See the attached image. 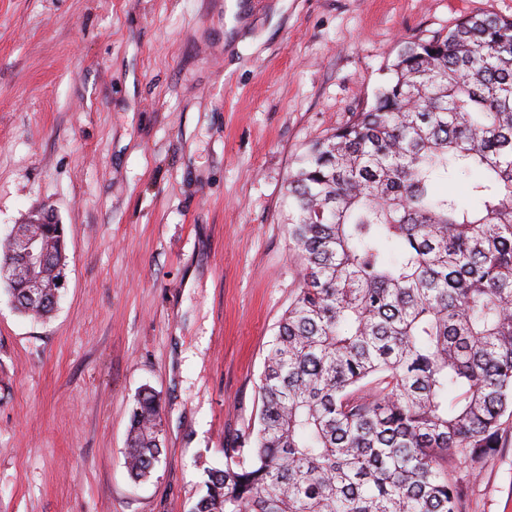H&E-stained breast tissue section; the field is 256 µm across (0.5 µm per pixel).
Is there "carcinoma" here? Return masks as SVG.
Masks as SVG:
<instances>
[{
    "label": "carcinoma",
    "mask_w": 512,
    "mask_h": 512,
    "mask_svg": "<svg viewBox=\"0 0 512 512\" xmlns=\"http://www.w3.org/2000/svg\"><path fill=\"white\" fill-rule=\"evenodd\" d=\"M302 265L260 376L253 428L203 468L190 512H462L442 467L500 448L512 414V19L402 42L373 101L288 176ZM52 258L64 227L24 225ZM158 396L130 415L135 483L161 461Z\"/></svg>",
    "instance_id": "cac0c4a2"
}]
</instances>
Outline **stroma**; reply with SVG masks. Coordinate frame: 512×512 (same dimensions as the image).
<instances>
[{"label": "stroma", "mask_w": 512, "mask_h": 512, "mask_svg": "<svg viewBox=\"0 0 512 512\" xmlns=\"http://www.w3.org/2000/svg\"><path fill=\"white\" fill-rule=\"evenodd\" d=\"M512 0H0V238L54 209L52 317L0 294V512H189L254 423L301 264L288 175L370 103L403 41ZM162 462L124 467L137 391ZM464 512H512V416Z\"/></svg>", "instance_id": "35a3bbf8"}]
</instances>
